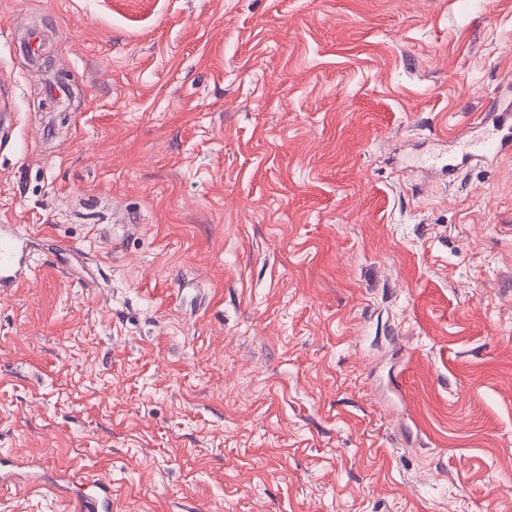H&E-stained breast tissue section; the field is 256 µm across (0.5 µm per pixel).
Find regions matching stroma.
<instances>
[{"label": "stroma", "instance_id": "1", "mask_svg": "<svg viewBox=\"0 0 512 512\" xmlns=\"http://www.w3.org/2000/svg\"><path fill=\"white\" fill-rule=\"evenodd\" d=\"M511 73L512 0H0V458L112 512H512V155L418 165ZM16 224H0V293H11L26 282L33 271V259L20 244ZM87 492L77 498L75 511L110 512L112 511V489L102 479L88 477L83 482Z\"/></svg>", "mask_w": 512, "mask_h": 512}]
</instances>
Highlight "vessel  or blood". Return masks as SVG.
Masks as SVG:
<instances>
[{
    "instance_id": "b4317fda",
    "label": "vessel or blood",
    "mask_w": 512,
    "mask_h": 512,
    "mask_svg": "<svg viewBox=\"0 0 512 512\" xmlns=\"http://www.w3.org/2000/svg\"><path fill=\"white\" fill-rule=\"evenodd\" d=\"M484 136L473 143H464L462 156L488 163L506 152L512 153V103L491 100L479 113ZM33 271V259L21 245L17 227L0 224V293L12 292L26 282ZM85 493L76 502L77 512H111L112 489L102 479L87 478Z\"/></svg>"
}]
</instances>
